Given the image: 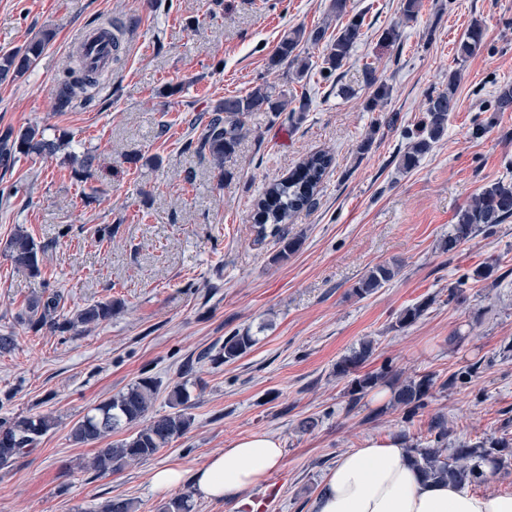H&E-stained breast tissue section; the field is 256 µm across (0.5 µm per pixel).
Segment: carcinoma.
<instances>
[{
  "label": "carcinoma",
  "instance_id": "1",
  "mask_svg": "<svg viewBox=\"0 0 512 512\" xmlns=\"http://www.w3.org/2000/svg\"><path fill=\"white\" fill-rule=\"evenodd\" d=\"M349 0H331L330 13L340 19L348 17L338 30L336 38L326 40L327 27L318 26L310 31L292 28L282 38L271 58V67L284 66L288 75L300 79L313 66L311 56L306 53L308 46H323L320 70L332 75L340 71L350 60L351 52L361 35L364 18L358 13H350ZM53 35L48 31L39 33L24 47L0 55V79L8 76L24 75L42 56ZM483 45V28L475 20L468 27L456 46V59L465 62L475 56ZM363 83L371 91L370 104L376 106L389 98L390 86L378 75L377 69L365 64L362 70ZM459 72L448 74V86L429 95L426 113L416 132L407 135L409 145L402 155L401 168L408 172L418 166L443 137L448 128V117L458 104L456 96ZM94 81L75 80L65 85L58 97V106L68 105L77 91ZM294 112H306L310 99L288 97L285 91H276L272 85L262 83L245 96H230L216 106L208 116L203 133L197 143L186 144L201 157L209 156L224 174V163L230 161L244 135L246 115L252 112H284L287 108ZM70 144L62 134L53 140L44 137V131L36 125L18 129L8 128L0 133V167L8 169L21 155L52 157L62 147ZM334 164V157L328 152H315L306 155L287 177L270 183L256 204L254 223L258 235L269 234L279 237L280 251L277 258L284 259L300 246V239L288 237L284 225L305 208L314 206L319 188ZM512 217V182H494L483 187L473 200L462 207L456 215V224L441 243L444 252L453 253L477 233L491 230ZM7 251L16 268L32 276L40 274V253L42 248L23 228L16 229L7 242ZM495 265L488 263L476 267L469 278L480 282L491 278ZM395 276V269L379 265L364 275L353 287L352 292L364 298L383 287ZM467 278V279H469ZM467 279H461L448 287V298L460 299ZM59 302L54 296L45 299L33 298L29 301L20 320L33 330L48 326L59 333H67L80 328L96 327L112 319L121 307L118 301H97L76 308L71 315L58 314ZM429 308L422 302L403 310L397 320V327L403 329L416 322ZM255 339L249 332L236 333L224 339V344L213 356L215 363L234 361L252 348ZM373 341L365 340L359 347L336 362L335 373L339 378L352 377L348 393L351 402L357 403L361 395L373 389L386 379L387 372L359 374V369L371 358ZM431 374L410 377L402 381L393 392L394 403L410 418L425 406L426 399L434 388ZM159 393V383L153 376L141 377L118 395L100 402L84 414L72 427L71 439L80 444H91L119 432L143 419L148 422L143 427L120 442L106 448H99L89 461V468L105 475L119 471L136 461H146L155 456L173 439L185 434L193 425L194 417L189 413L192 407L191 394L186 385L177 383L167 394L170 412L147 417ZM56 425V418L50 412H33L0 418V466L5 467L15 459L34 448L41 438ZM433 439L426 443L416 442L407 448L410 462L426 479L449 481L459 486H479L485 481L482 466L494 464L499 467L512 458V441L502 438L497 441L459 440L451 448L445 447L448 429L444 422L432 426ZM99 512H137L135 501L115 498L100 506ZM161 512H193L191 492H183L162 506Z\"/></svg>",
  "mask_w": 512,
  "mask_h": 512
}]
</instances>
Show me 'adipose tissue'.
Segmentation results:
<instances>
[{"label": "adipose tissue", "mask_w": 512, "mask_h": 512, "mask_svg": "<svg viewBox=\"0 0 512 512\" xmlns=\"http://www.w3.org/2000/svg\"><path fill=\"white\" fill-rule=\"evenodd\" d=\"M281 460L279 441L255 433L213 455L195 474L194 485L203 497L233 501L248 512L253 503L246 491ZM315 512H512V496L475 494L423 479L401 441L371 439L343 454L329 470Z\"/></svg>", "instance_id": "1"}]
</instances>
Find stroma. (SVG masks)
<instances>
[{"label":"stroma","instance_id":"35a3bbf8","mask_svg":"<svg viewBox=\"0 0 512 512\" xmlns=\"http://www.w3.org/2000/svg\"><path fill=\"white\" fill-rule=\"evenodd\" d=\"M330 0H0V54L52 32L38 65L0 82V131L39 125L46 138L67 133L68 153L92 154L91 178L68 154L19 157L0 169V334L14 350L0 355V416L51 411L56 426L8 467H0V512H98L110 498L159 512L173 491L151 485L155 468L192 476L214 454L256 432L283 448L271 481L249 496L258 512H313L337 459L369 439L426 440L444 416L450 440L512 438V219L440 251L458 210L490 183L512 180V110L495 111L512 84V0H421L404 20L401 0H350L362 34L340 81L318 70L292 80L269 65L282 34L340 23ZM120 22V60L89 98L57 109L73 80L75 33L93 21ZM480 22L484 46L465 64L456 45ZM397 27L395 42L380 35ZM393 91L368 108L364 64ZM459 71L458 106L442 139L420 164L400 157L431 92ZM308 96L305 112L252 113L246 135L223 170L188 151L201 117L229 96L261 83ZM354 95H339V86ZM176 94H169V87ZM367 152H359L364 138ZM335 163L314 207L288 226L301 244L276 260L278 241L258 238L254 208L269 182L287 177L306 155ZM25 228L41 245L39 276L18 270L6 242ZM497 261L494 277L468 282L461 301L448 288L478 265ZM397 275L360 298L353 286L372 267ZM59 295L60 313L108 299L112 319L83 332L35 331L18 315L30 299ZM427 313L400 329L406 307ZM250 331L254 346L231 363L200 359L225 336ZM366 339V371L389 381L349 407L339 359ZM480 368L473 375L471 363ZM161 382L152 414L169 410L167 393L186 384L195 423L152 458L100 475L89 469L94 445L74 443L73 424L142 373ZM437 380L412 419L393 406L392 381ZM458 375L448 385L450 375ZM317 427L302 431V420Z\"/></svg>","mask_w":512,"mask_h":512}]
</instances>
